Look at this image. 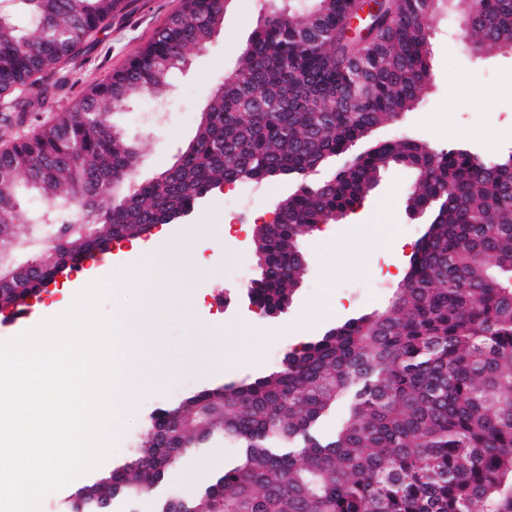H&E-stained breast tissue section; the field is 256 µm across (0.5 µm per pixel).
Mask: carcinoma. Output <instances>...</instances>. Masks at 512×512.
Here are the masks:
<instances>
[{
    "mask_svg": "<svg viewBox=\"0 0 512 512\" xmlns=\"http://www.w3.org/2000/svg\"><path fill=\"white\" fill-rule=\"evenodd\" d=\"M0 120L19 123L63 89L86 38L125 0H0ZM226 0L181 7L125 67L51 125L0 151V230L32 261L0 258V303L39 293L63 257L187 217L227 183L289 180L256 227L263 267L247 286L265 308L305 271L301 234L360 205L393 166L416 173L411 206L440 197L384 308L289 350L280 370L159 407L123 464L82 484L65 512H112L157 490L186 454L231 440L237 456L196 496L157 512H512V153L486 162L399 136L352 152L411 111L430 78V18L461 0H276L251 33L193 140L159 177L132 183L138 149L114 121L157 95L190 49L206 48ZM360 25L351 28L352 20ZM512 43V0H482L463 49ZM42 207L19 210L22 191ZM67 236L60 252L54 240ZM340 402L330 436L320 425Z\"/></svg>",
    "mask_w": 512,
    "mask_h": 512,
    "instance_id": "carcinoma-1",
    "label": "carcinoma"
}]
</instances>
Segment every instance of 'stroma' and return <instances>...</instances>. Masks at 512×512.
<instances>
[{"label": "stroma", "instance_id": "stroma-1", "mask_svg": "<svg viewBox=\"0 0 512 512\" xmlns=\"http://www.w3.org/2000/svg\"><path fill=\"white\" fill-rule=\"evenodd\" d=\"M179 5L180 0H131L109 27L87 40L68 86L52 95L42 110L27 113L23 122L0 126V148L52 123L57 113L68 111L93 85L122 68ZM267 13V0H227L223 24L206 50L188 51L183 68L171 76L166 100L148 96L118 114L120 128L140 149L138 181L152 180L171 167L193 139L203 107L232 71L240 48ZM429 51L427 93L398 124L375 129L374 138L405 134L437 150L464 148L476 154L486 150L496 158L512 152V52L466 53L449 16L433 22ZM413 181L408 169H387L362 202L359 214H347L336 223L303 234L299 248L307 260L306 271L287 311L275 318L254 310L244 285L257 275L253 231L256 225L271 222L276 202L288 192V185L238 183L210 194L191 215V223L217 225L232 217L245 230L229 242L217 232L202 239L203 254L213 269L194 280L203 303L191 315L178 309L184 282L180 275L168 274L169 320L161 337L175 380L168 393L141 397L136 409L122 416L114 432L115 450L105 468L131 454L146 432V418L156 407L179 402L204 387L277 371L294 345L291 332H301L308 340L340 320L385 307L399 282L380 275V268L408 263L423 232L422 224L411 220L406 210L407 189ZM358 217L365 224L360 232L353 229ZM335 300L340 301V309H332ZM198 336L209 339L218 360L179 369L180 357L193 348ZM236 454L235 444L224 442L187 455L176 476L164 481L161 490L194 496Z\"/></svg>", "mask_w": 512, "mask_h": 512}]
</instances>
